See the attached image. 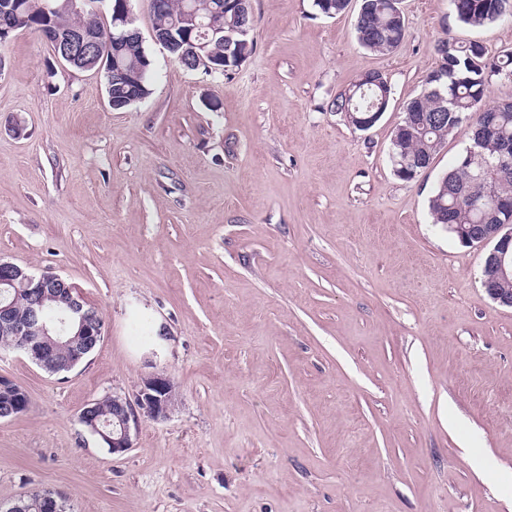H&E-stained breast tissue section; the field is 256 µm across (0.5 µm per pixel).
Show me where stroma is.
Returning a JSON list of instances; mask_svg holds the SVG:
<instances>
[{
    "instance_id": "obj_1",
    "label": "stroma",
    "mask_w": 512,
    "mask_h": 512,
    "mask_svg": "<svg viewBox=\"0 0 512 512\" xmlns=\"http://www.w3.org/2000/svg\"><path fill=\"white\" fill-rule=\"evenodd\" d=\"M234 70L179 65L136 25L151 94L110 108L36 31L0 42V257L62 276L95 307L89 359L0 376L30 408L0 419V501L61 493L72 512H512V309L484 253L428 200L468 139L399 178L390 137L444 37L512 51V17L470 28L448 0H400L407 35L364 51L360 0H251ZM391 94L368 131L330 108L366 71ZM163 329L143 338L140 322ZM170 377L167 419L111 454L88 402Z\"/></svg>"
}]
</instances>
